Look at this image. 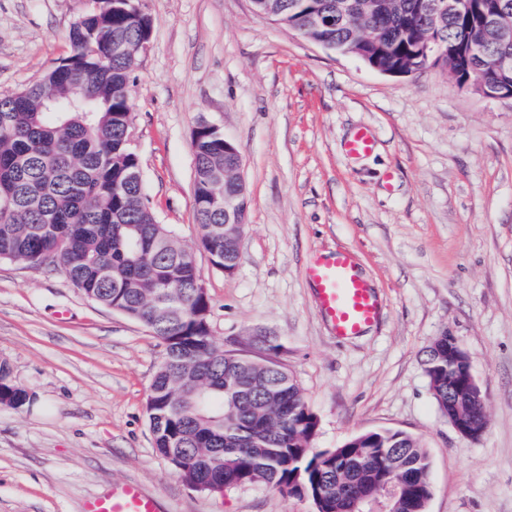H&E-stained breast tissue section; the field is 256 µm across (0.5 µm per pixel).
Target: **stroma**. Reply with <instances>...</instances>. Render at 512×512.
I'll return each mask as SVG.
<instances>
[{"label": "stroma", "instance_id": "35a3bbf8", "mask_svg": "<svg viewBox=\"0 0 512 512\" xmlns=\"http://www.w3.org/2000/svg\"><path fill=\"white\" fill-rule=\"evenodd\" d=\"M151 20L131 118L150 202L193 253L224 350L273 357L319 418L315 446L392 429L431 462L426 512H512V99L460 87L442 65L408 76L308 41L251 0H139ZM85 0H0V95L68 56ZM242 154L247 225L233 274L214 268L193 211L200 120ZM367 156L345 142L358 127ZM339 250L381 302L336 337L306 275ZM485 397L482 437L460 436L422 364L442 333ZM163 357L135 320L87 299L61 266L0 261V360L31 401L0 408V512H82L126 482L167 512H314L245 485L188 486L156 451L146 398ZM375 147V139L364 128L358 129L346 143V151L350 156L359 157L370 154Z\"/></svg>", "mask_w": 512, "mask_h": 512}]
</instances>
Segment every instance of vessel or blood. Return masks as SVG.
I'll list each match as a JSON object with an SVG mask.
<instances>
[{"instance_id": "b4317fda", "label": "vessel or blood", "mask_w": 512, "mask_h": 512, "mask_svg": "<svg viewBox=\"0 0 512 512\" xmlns=\"http://www.w3.org/2000/svg\"><path fill=\"white\" fill-rule=\"evenodd\" d=\"M373 136L358 129L346 143L350 156L370 154ZM321 316L336 337L351 338L373 326L381 315V302L374 288L362 278L346 252L313 258L306 269ZM83 512H165L162 502L140 486L127 483L88 499Z\"/></svg>"}]
</instances>
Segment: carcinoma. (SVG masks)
I'll return each instance as SVG.
<instances>
[{"label": "carcinoma", "mask_w": 512, "mask_h": 512, "mask_svg": "<svg viewBox=\"0 0 512 512\" xmlns=\"http://www.w3.org/2000/svg\"><path fill=\"white\" fill-rule=\"evenodd\" d=\"M102 0L70 27L64 73L55 67L36 84L0 97V260L41 266L59 264L86 298L138 321L164 346L152 383L149 427L157 452L182 458L180 472L200 491L262 484L285 497H307L316 512H358L356 500L379 497L392 481L390 512H423L432 494L429 456L421 441L403 431L361 433L337 448L310 451L319 418L291 375L280 365L226 353L210 333L209 300L192 253L159 223L145 185L132 173L141 161L128 144L131 73L135 63L112 57V45L138 42L151 20ZM433 0H395L369 19L361 0L326 33L330 49L355 45L359 28L378 29L391 55L369 60L388 70L410 53L412 27L443 41L468 35L462 14L436 15ZM339 0H275L282 25L299 26L319 12H337ZM484 66L512 53V44L487 32ZM92 97L90 112H75L76 85ZM193 210L211 263L238 266L240 251L224 237V213L212 204L224 177V133L205 131L196 143ZM433 399L448 413L484 419L469 400L464 372L448 374V334L436 337L423 361ZM29 393L13 383L0 363V406L18 409Z\"/></svg>", "instance_id": "carcinoma-1"}]
</instances>
